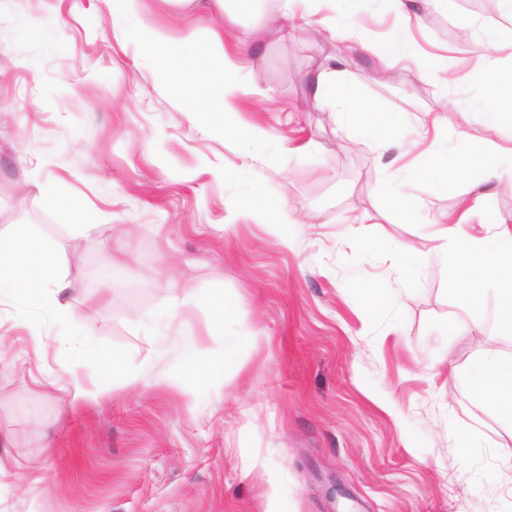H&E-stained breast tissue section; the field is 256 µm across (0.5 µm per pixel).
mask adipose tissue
Masks as SVG:
<instances>
[{
	"instance_id": "1",
	"label": "adipose tissue",
	"mask_w": 512,
	"mask_h": 512,
	"mask_svg": "<svg viewBox=\"0 0 512 512\" xmlns=\"http://www.w3.org/2000/svg\"><path fill=\"white\" fill-rule=\"evenodd\" d=\"M283 10L265 14L259 29L241 31L235 43V58L225 59L222 67H215L213 47L221 43L219 34H212L210 42L200 43L191 37L175 39L159 28L141 21L142 0H112V20L131 23L130 42L150 52L162 73H180L187 78L194 91L191 103L195 111L205 116H218L224 129H232L236 123L233 99L238 83L228 80L227 75L236 71V57H250L253 46L260 40L262 31H272L288 37L297 27L293 22L294 9L298 4L313 6L315 0H284ZM306 29L322 31L321 39L311 41L310 47L321 57L318 65L306 75L311 99L316 108L330 112L336 124L344 129L359 132L378 148H388L393 127L382 113L366 116L354 100L350 88L340 81L349 63L347 55L338 53L325 34L323 21H306ZM335 27L344 38L350 39L355 51H377L388 68H395L402 58L412 56L413 51L403 39L390 41L385 48L376 50L366 40L356 38L359 24L350 12H342ZM486 87L493 107L485 113L488 126H495L500 118L497 103H512V55L487 56ZM487 224L489 235L472 238L461 235L458 224L443 226L442 239L449 241V263L452 272L465 284L462 300L470 306L479 305L481 298L476 287L486 277L512 286V225L497 215H490ZM67 287L66 279L56 260L53 247L44 239L27 231H19L9 241L0 240V299L9 298L29 305L37 304L54 313L64 322L74 319V314L60 301ZM477 390L499 409L512 415V362L505 364L493 357L485 358L478 366Z\"/></svg>"
}]
</instances>
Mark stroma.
<instances>
[{
  "instance_id": "1",
  "label": "stroma",
  "mask_w": 512,
  "mask_h": 512,
  "mask_svg": "<svg viewBox=\"0 0 512 512\" xmlns=\"http://www.w3.org/2000/svg\"><path fill=\"white\" fill-rule=\"evenodd\" d=\"M415 6L409 37L441 57L438 77L368 52L344 74L394 120L383 150L301 110L316 57L300 38L263 35L259 91L235 100L240 125L272 136L253 147L190 108L111 0H0V235L53 245L78 317L0 300V512H512V417L468 384L479 358L512 361L504 293L488 281L467 308L434 223L463 213L465 234L487 235L486 214L512 219V179L482 184L477 205L473 178L434 191L405 172L462 146L479 172L483 145L512 146V115L483 124L474 76L512 17ZM36 8L65 18L53 39L21 32ZM353 9L371 40L398 36L383 0ZM142 18L205 41L261 16L229 27L211 0H145ZM464 22L478 39L463 57ZM396 196L425 207L405 214ZM188 336L215 368L190 393L171 382ZM115 364L135 383L99 387ZM78 387L92 398L73 401Z\"/></svg>"
}]
</instances>
